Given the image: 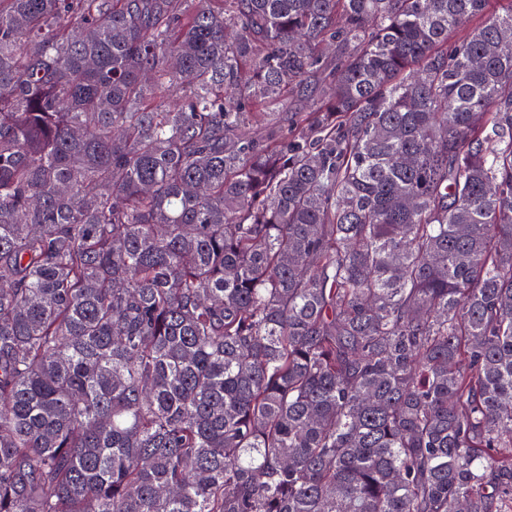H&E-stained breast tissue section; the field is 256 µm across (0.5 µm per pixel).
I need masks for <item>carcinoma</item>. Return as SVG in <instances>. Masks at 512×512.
Listing matches in <instances>:
<instances>
[{
  "instance_id": "obj_1",
  "label": "carcinoma",
  "mask_w": 512,
  "mask_h": 512,
  "mask_svg": "<svg viewBox=\"0 0 512 512\" xmlns=\"http://www.w3.org/2000/svg\"><path fill=\"white\" fill-rule=\"evenodd\" d=\"M486 6L0 0V512H507Z\"/></svg>"
}]
</instances>
